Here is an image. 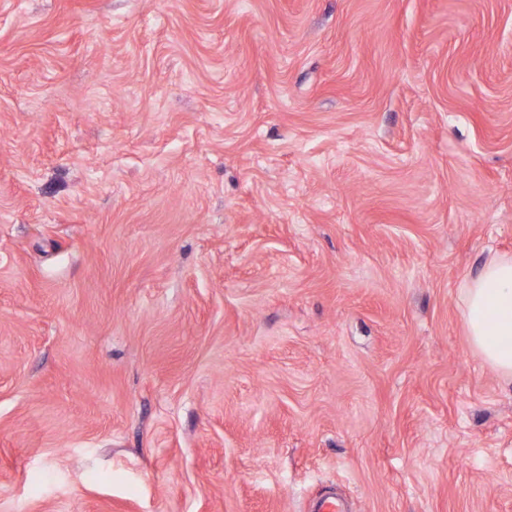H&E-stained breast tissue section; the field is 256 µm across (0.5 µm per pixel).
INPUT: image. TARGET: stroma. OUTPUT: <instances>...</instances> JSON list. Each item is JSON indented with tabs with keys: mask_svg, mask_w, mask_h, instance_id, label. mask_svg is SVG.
<instances>
[{
	"mask_svg": "<svg viewBox=\"0 0 512 512\" xmlns=\"http://www.w3.org/2000/svg\"><path fill=\"white\" fill-rule=\"evenodd\" d=\"M497 252L512 0H0V512H512ZM462 301L472 348L499 376L512 381V255L483 265L464 283Z\"/></svg>",
	"mask_w": 512,
	"mask_h": 512,
	"instance_id": "1",
	"label": "stroma"
}]
</instances>
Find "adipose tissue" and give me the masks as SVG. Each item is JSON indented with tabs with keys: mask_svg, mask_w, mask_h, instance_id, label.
<instances>
[{
	"mask_svg": "<svg viewBox=\"0 0 512 512\" xmlns=\"http://www.w3.org/2000/svg\"><path fill=\"white\" fill-rule=\"evenodd\" d=\"M464 326L474 351L512 381V255L493 257L462 287Z\"/></svg>",
	"mask_w": 512,
	"mask_h": 512,
	"instance_id": "obj_1",
	"label": "adipose tissue"
}]
</instances>
